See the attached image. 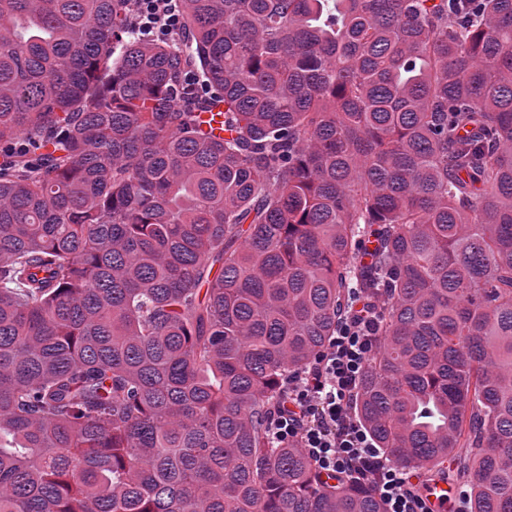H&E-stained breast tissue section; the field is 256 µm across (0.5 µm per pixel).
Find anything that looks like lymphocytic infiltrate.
Masks as SVG:
<instances>
[{"instance_id":"1","label":"lymphocytic infiltrate","mask_w":512,"mask_h":512,"mask_svg":"<svg viewBox=\"0 0 512 512\" xmlns=\"http://www.w3.org/2000/svg\"><path fill=\"white\" fill-rule=\"evenodd\" d=\"M135 24L144 37H171L183 25L181 0H135ZM376 327L375 303L352 292L335 336L304 370L281 381V402L267 430L277 443L301 448L319 472L369 488L386 512H429L407 470L381 455L353 412L377 348Z\"/></svg>"}]
</instances>
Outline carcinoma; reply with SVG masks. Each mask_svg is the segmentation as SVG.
<instances>
[{
	"label": "carcinoma",
	"mask_w": 512,
	"mask_h": 512,
	"mask_svg": "<svg viewBox=\"0 0 512 512\" xmlns=\"http://www.w3.org/2000/svg\"><path fill=\"white\" fill-rule=\"evenodd\" d=\"M132 10L0 0V512H384L266 430L352 288L377 448L512 512V0ZM135 24L144 37L168 39L183 25L181 0H135Z\"/></svg>",
	"instance_id": "carcinoma-1"
}]
</instances>
